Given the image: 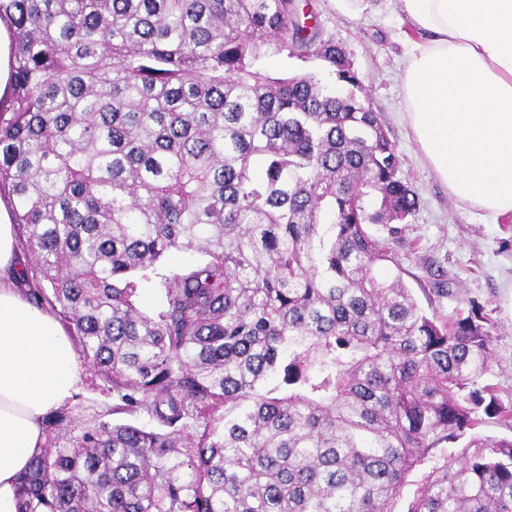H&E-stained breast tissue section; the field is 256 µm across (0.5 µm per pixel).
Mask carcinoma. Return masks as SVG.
<instances>
[{"mask_svg": "<svg viewBox=\"0 0 512 512\" xmlns=\"http://www.w3.org/2000/svg\"><path fill=\"white\" fill-rule=\"evenodd\" d=\"M308 6L0 0V195L112 400L50 414L18 512H394L408 485L406 512H512V439L477 432L512 428L481 306L428 314L367 230L419 199ZM172 252L206 260L159 271ZM13 36L7 25L0 21V100L6 101L12 87ZM262 65L272 75H280L284 72L290 74L317 73L322 76L328 74L327 64L315 58L286 57L282 54L269 53L263 60Z\"/></svg>", "mask_w": 512, "mask_h": 512, "instance_id": "carcinoma-1", "label": "carcinoma"}]
</instances>
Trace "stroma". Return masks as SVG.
<instances>
[{
  "label": "stroma",
  "instance_id": "stroma-1",
  "mask_svg": "<svg viewBox=\"0 0 512 512\" xmlns=\"http://www.w3.org/2000/svg\"><path fill=\"white\" fill-rule=\"evenodd\" d=\"M310 4L319 34L345 50L362 97L401 155L398 176L420 201L400 234L379 224L371 225L370 233L396 256L405 284L427 311L445 317L466 300L482 305L495 338L489 381L498 386L502 403L512 406V218L494 224L453 199L419 156L400 77L422 35L403 22L389 0H368L367 7L345 12L333 0Z\"/></svg>",
  "mask_w": 512,
  "mask_h": 512
}]
</instances>
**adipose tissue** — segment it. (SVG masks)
Listing matches in <instances>:
<instances>
[{
    "label": "adipose tissue",
    "mask_w": 512,
    "mask_h": 512,
    "mask_svg": "<svg viewBox=\"0 0 512 512\" xmlns=\"http://www.w3.org/2000/svg\"><path fill=\"white\" fill-rule=\"evenodd\" d=\"M425 33L402 77L422 158L458 202L512 215V0H396ZM13 207L0 196V512L45 441L42 418L80 383L76 350L57 317L29 302Z\"/></svg>",
    "instance_id": "adipose-tissue-1"
}]
</instances>
